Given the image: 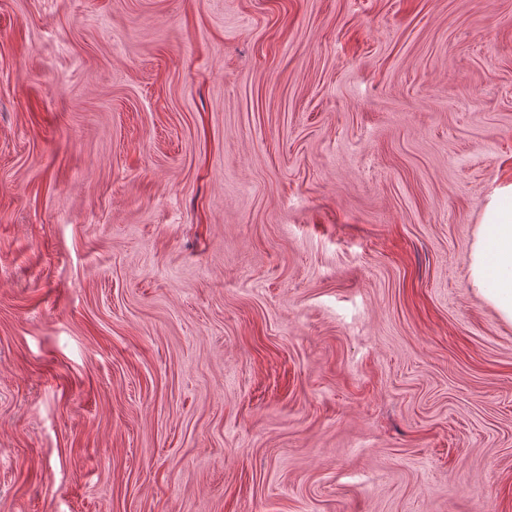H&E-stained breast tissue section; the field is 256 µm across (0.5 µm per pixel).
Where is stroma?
Returning <instances> with one entry per match:
<instances>
[{
  "instance_id": "stroma-1",
  "label": "stroma",
  "mask_w": 512,
  "mask_h": 512,
  "mask_svg": "<svg viewBox=\"0 0 512 512\" xmlns=\"http://www.w3.org/2000/svg\"><path fill=\"white\" fill-rule=\"evenodd\" d=\"M512 0H0V512H512ZM474 293L512 323V182L496 186L486 202L470 251Z\"/></svg>"
}]
</instances>
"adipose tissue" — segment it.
<instances>
[{
	"instance_id": "ef3b65f1",
	"label": "adipose tissue",
	"mask_w": 512,
	"mask_h": 512,
	"mask_svg": "<svg viewBox=\"0 0 512 512\" xmlns=\"http://www.w3.org/2000/svg\"><path fill=\"white\" fill-rule=\"evenodd\" d=\"M474 293L512 323V182L496 186L486 202L470 251Z\"/></svg>"
}]
</instances>
